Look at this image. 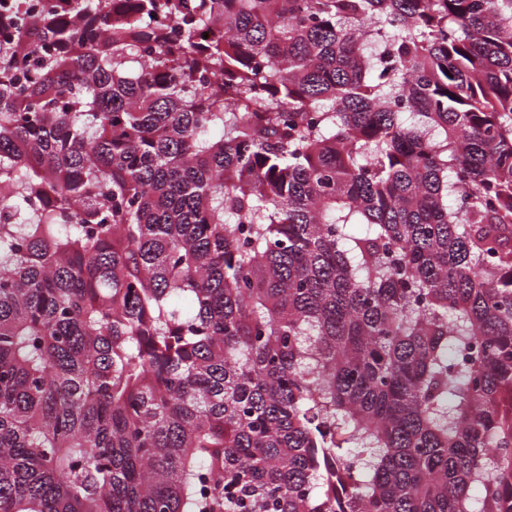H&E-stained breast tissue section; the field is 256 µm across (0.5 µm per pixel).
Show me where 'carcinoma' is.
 I'll return each instance as SVG.
<instances>
[{"label":"carcinoma","instance_id":"cac0c4a2","mask_svg":"<svg viewBox=\"0 0 512 512\" xmlns=\"http://www.w3.org/2000/svg\"><path fill=\"white\" fill-rule=\"evenodd\" d=\"M0 512H512V0L0 41Z\"/></svg>","mask_w":512,"mask_h":512}]
</instances>
